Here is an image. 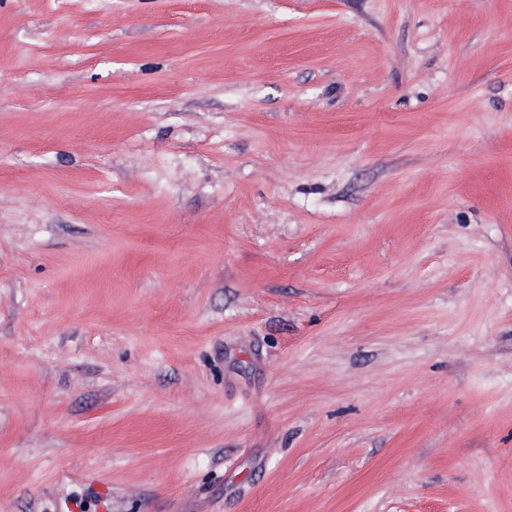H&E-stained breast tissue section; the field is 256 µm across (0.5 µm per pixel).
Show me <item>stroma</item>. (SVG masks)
<instances>
[{"label":"stroma","mask_w":512,"mask_h":512,"mask_svg":"<svg viewBox=\"0 0 512 512\" xmlns=\"http://www.w3.org/2000/svg\"><path fill=\"white\" fill-rule=\"evenodd\" d=\"M0 512H512V0H0Z\"/></svg>","instance_id":"1"}]
</instances>
